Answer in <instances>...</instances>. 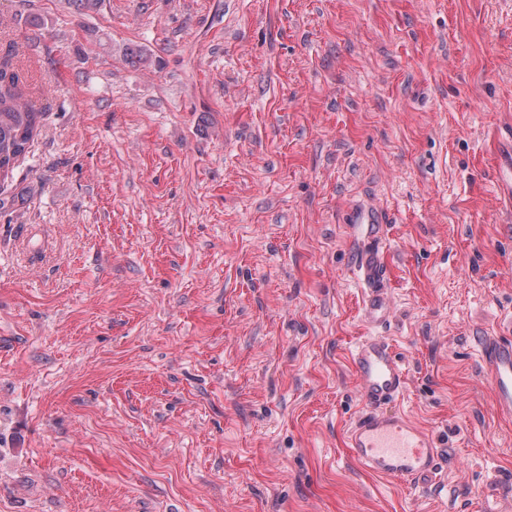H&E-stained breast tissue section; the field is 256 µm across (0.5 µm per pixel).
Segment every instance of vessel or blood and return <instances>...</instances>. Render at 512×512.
Instances as JSON below:
<instances>
[{"label":"vessel or blood","instance_id":"vessel-or-blood-1","mask_svg":"<svg viewBox=\"0 0 512 512\" xmlns=\"http://www.w3.org/2000/svg\"><path fill=\"white\" fill-rule=\"evenodd\" d=\"M363 243L351 255V273L362 290V316L371 327L385 326L392 317L386 288L388 266L383 249L385 214L377 207L353 210ZM351 361L364 400L352 422L346 446L352 460L378 477L404 482L416 489L436 484L443 451L432 432L409 419L395 401L406 389L404 367L379 336L363 337ZM480 361L490 380L501 416L512 418V339L486 336L480 341Z\"/></svg>","mask_w":512,"mask_h":512}]
</instances>
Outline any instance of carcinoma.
I'll list each match as a JSON object with an SVG mask.
<instances>
[{
    "label": "carcinoma",
    "mask_w": 512,
    "mask_h": 512,
    "mask_svg": "<svg viewBox=\"0 0 512 512\" xmlns=\"http://www.w3.org/2000/svg\"><path fill=\"white\" fill-rule=\"evenodd\" d=\"M40 123L41 113L22 93L19 72L12 63L0 61V182L9 178L15 162L28 151Z\"/></svg>",
    "instance_id": "carcinoma-1"
}]
</instances>
